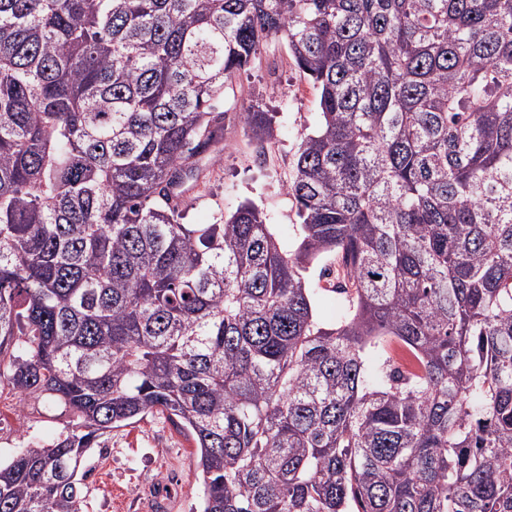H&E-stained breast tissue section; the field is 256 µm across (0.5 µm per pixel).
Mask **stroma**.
<instances>
[{
  "label": "stroma",
  "mask_w": 512,
  "mask_h": 512,
  "mask_svg": "<svg viewBox=\"0 0 512 512\" xmlns=\"http://www.w3.org/2000/svg\"><path fill=\"white\" fill-rule=\"evenodd\" d=\"M316 101V90L290 60L285 42H273L237 74L219 104L226 114L224 140L214 155L197 160L206 183L183 197L186 223H219L250 200L279 239L294 241L297 208L286 184L302 139L320 122ZM253 103L274 114L270 142L248 136L235 119ZM64 425L45 400L24 399L0 409V454L30 439L51 443ZM83 470L87 512H198L203 482L191 443L163 417L102 436L87 451Z\"/></svg>",
  "instance_id": "stroma-1"
}]
</instances>
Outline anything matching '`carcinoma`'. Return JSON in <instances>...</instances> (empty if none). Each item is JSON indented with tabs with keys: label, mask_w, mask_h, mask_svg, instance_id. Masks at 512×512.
Returning a JSON list of instances; mask_svg holds the SVG:
<instances>
[{
	"label": "carcinoma",
	"mask_w": 512,
	"mask_h": 512,
	"mask_svg": "<svg viewBox=\"0 0 512 512\" xmlns=\"http://www.w3.org/2000/svg\"><path fill=\"white\" fill-rule=\"evenodd\" d=\"M276 40L321 114L288 246L250 202L181 223L225 88ZM22 396L68 424L0 458V512H83L87 450L150 415L193 442L200 512H512V0H0ZM322 265V264H321ZM321 265L310 271L312 288H316L314 305L318 317L326 324H335L345 310L344 295L321 288H328L324 280L319 281Z\"/></svg>",
	"instance_id": "cac0c4a2"
}]
</instances>
